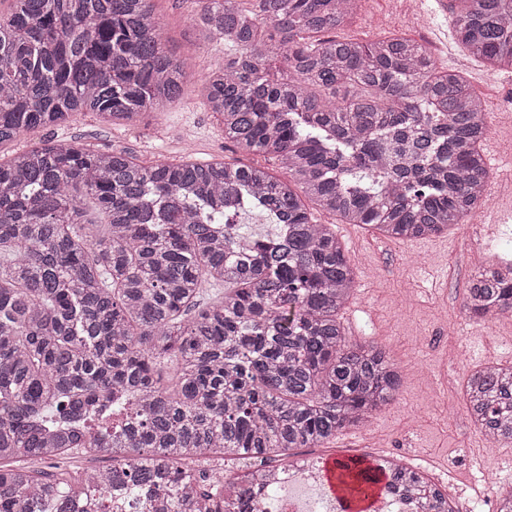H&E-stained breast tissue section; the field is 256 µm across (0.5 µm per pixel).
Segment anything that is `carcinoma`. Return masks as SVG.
Listing matches in <instances>:
<instances>
[{"instance_id": "obj_1", "label": "carcinoma", "mask_w": 512, "mask_h": 512, "mask_svg": "<svg viewBox=\"0 0 512 512\" xmlns=\"http://www.w3.org/2000/svg\"><path fill=\"white\" fill-rule=\"evenodd\" d=\"M224 40L205 85L224 141L288 179L236 162L138 161L51 140L0 158V512H259L248 484L331 444L397 399L390 349L347 340L357 273L303 199L392 241L442 235L481 205L484 103L427 46L306 35L350 22L360 0H199ZM449 24L477 61L512 70V0H459ZM190 70L164 47L151 0H11L0 15V146L75 112L138 122L177 101ZM94 207L107 229L93 233ZM265 215L253 236L236 217ZM224 294L201 305L204 286ZM467 317H512V263L464 290ZM175 362L168 381L163 364ZM466 416L512 445V364L465 377ZM104 449L75 485L47 471ZM239 464L214 484L189 462ZM350 493L448 492L392 459L336 461Z\"/></svg>"}]
</instances>
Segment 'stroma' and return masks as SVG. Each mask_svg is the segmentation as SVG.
Returning a JSON list of instances; mask_svg holds the SVG:
<instances>
[{
  "label": "stroma",
  "instance_id": "stroma-1",
  "mask_svg": "<svg viewBox=\"0 0 512 512\" xmlns=\"http://www.w3.org/2000/svg\"><path fill=\"white\" fill-rule=\"evenodd\" d=\"M451 2L362 0L358 17L336 35L366 43L401 34L436 47L438 67L456 69L463 52L448 24ZM153 8L168 52L193 63L178 102L165 106L148 123L130 128L112 125L92 112H79L58 125L25 132L0 146V154L8 156L53 137L91 150L128 151L146 163L159 158L173 163L235 160L266 165L271 173H278V166L270 165L267 157L224 143L221 118L210 111L204 94L206 77L224 58V42L199 35L191 20L193 0H154ZM466 77L492 116L489 133L496 137L498 148L495 166L504 180L512 181V72H493L473 61ZM493 223L498 230L490 239L488 254L494 258L504 255L505 242H512V223H499L494 213L478 216L476 223L448 235L421 239L414 249L405 243L382 249L366 233L348 241L349 256L359 271V290L346 310L357 327L352 337L388 346L405 376L389 409L372 419L366 430H348L319 449L321 458L359 453L367 431L387 454L405 463L419 465L430 456L435 472L454 466L456 488H464L472 476L512 483V465L504 459L488 462L483 453L486 441L474 425L464 417L452 421L446 415L454 384L471 365L491 354L512 362V340L501 336L497 324L469 322L462 312L463 290L477 271L466 256L465 244ZM440 313L448 321L434 325ZM428 334L436 341L430 350L420 346ZM448 349L457 351L456 362L445 361Z\"/></svg>",
  "mask_w": 512,
  "mask_h": 512
}]
</instances>
